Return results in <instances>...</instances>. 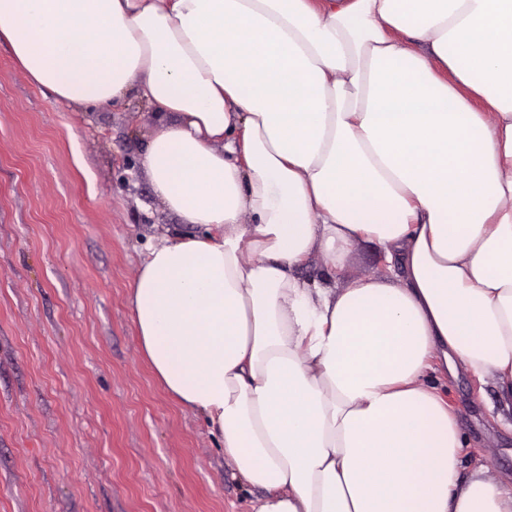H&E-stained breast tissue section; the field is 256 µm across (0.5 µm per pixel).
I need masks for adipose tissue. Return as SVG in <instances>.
I'll return each mask as SVG.
<instances>
[{"label":"adipose tissue","mask_w":512,"mask_h":512,"mask_svg":"<svg viewBox=\"0 0 512 512\" xmlns=\"http://www.w3.org/2000/svg\"><path fill=\"white\" fill-rule=\"evenodd\" d=\"M1 41L56 101L176 114L141 164L205 232L150 247L133 319L256 512H512L426 382L512 409V0H0ZM377 252L371 243L361 244L351 258L349 277L371 272L377 267Z\"/></svg>","instance_id":"1"}]
</instances>
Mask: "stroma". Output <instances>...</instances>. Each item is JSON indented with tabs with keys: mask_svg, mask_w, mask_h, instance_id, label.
<instances>
[{
	"mask_svg": "<svg viewBox=\"0 0 512 512\" xmlns=\"http://www.w3.org/2000/svg\"><path fill=\"white\" fill-rule=\"evenodd\" d=\"M156 111L72 109L0 45V512H253L204 414L140 353L129 284L182 223L140 160ZM440 390L467 462L512 480V414L460 373Z\"/></svg>",
	"mask_w": 512,
	"mask_h": 512,
	"instance_id": "stroma-1",
	"label": "stroma"
}]
</instances>
